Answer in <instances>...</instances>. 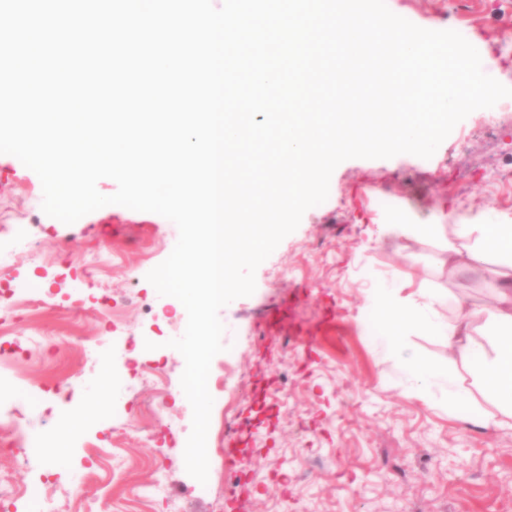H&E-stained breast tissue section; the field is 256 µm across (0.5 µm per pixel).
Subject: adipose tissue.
<instances>
[{
    "label": "adipose tissue",
    "mask_w": 512,
    "mask_h": 512,
    "mask_svg": "<svg viewBox=\"0 0 512 512\" xmlns=\"http://www.w3.org/2000/svg\"><path fill=\"white\" fill-rule=\"evenodd\" d=\"M443 248L449 264L461 268L482 267L490 254L501 258L504 268L493 274L492 286L497 293L493 309H470L464 299H447L432 290L423 293L421 302L406 305L398 300L396 288L384 284L368 292L365 320L378 324L381 342L401 360L415 395L427 397L431 387L439 385L446 389L449 399L457 397L451 369L421 359L403 343L404 336L413 332L434 333L447 339L449 352L470 362L482 393L504 415L512 417V213L482 209L474 218L456 224L453 236L445 239ZM447 302L463 310L464 316L458 323L437 320L436 306ZM476 318L483 319L487 335L495 339L496 356H487L464 342L466 328Z\"/></svg>",
    "instance_id": "adipose-tissue-1"
}]
</instances>
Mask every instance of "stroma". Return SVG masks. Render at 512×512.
<instances>
[{
    "label": "stroma",
    "mask_w": 512,
    "mask_h": 512,
    "mask_svg": "<svg viewBox=\"0 0 512 512\" xmlns=\"http://www.w3.org/2000/svg\"><path fill=\"white\" fill-rule=\"evenodd\" d=\"M391 11L423 28L454 30L488 57L512 24V0H387ZM472 206L512 207V112L478 109L456 125L435 154L422 159H349L334 170L327 200L308 209L298 228L257 268L256 290L221 309L224 352L211 363L224 375L207 435V483L184 463L188 433L157 422L152 389L129 398L123 373L103 351L83 388L68 401L52 393L55 379L79 369L77 339L99 322L78 286L76 255L119 254L125 270L101 279L117 298L132 297L124 335L151 332V314L166 297L138 278L157 266L177 238L168 219L123 206L97 210L67 225L42 210L37 174L19 159H0V226L24 225L31 253L19 254L0 278L47 298L49 309L14 323L24 349L26 379L0 370V393L24 402L32 437L53 441L66 414L84 423L68 456H44V470L80 488L94 512H170L165 502L137 503L136 490L163 470L182 512H512V427L475 388L469 362L449 357L442 337L413 333L404 343L427 361L449 364L464 402L440 388L411 395L397 357L377 330L361 322L367 291L385 281L464 298L490 309L496 293L466 286L468 273L448 278L439 241L409 237L381 242L378 224L403 211L416 224L451 234L460 197ZM291 300L303 323L337 315L339 338L307 345L264 333L267 313ZM499 423L492 433L469 418Z\"/></svg>",
    "instance_id": "1"
}]
</instances>
